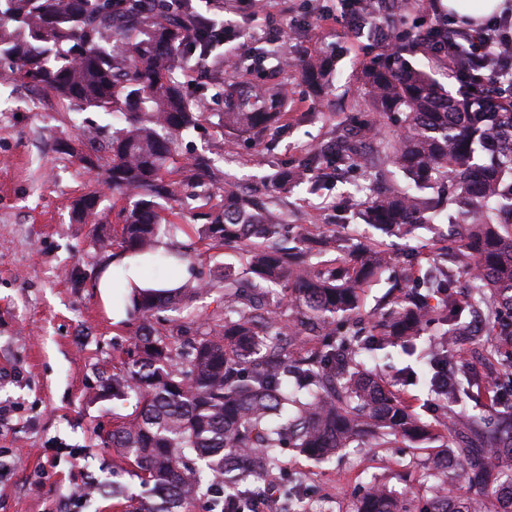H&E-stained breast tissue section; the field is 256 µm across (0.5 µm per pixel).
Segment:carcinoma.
Masks as SVG:
<instances>
[{"instance_id": "1", "label": "carcinoma", "mask_w": 512, "mask_h": 512, "mask_svg": "<svg viewBox=\"0 0 512 512\" xmlns=\"http://www.w3.org/2000/svg\"><path fill=\"white\" fill-rule=\"evenodd\" d=\"M416 0H384L399 17L383 23L379 0H338L352 32L379 49L362 66L361 89L372 111L393 119L395 135L380 160L342 142L311 151L272 176L274 191L306 185L330 191L338 174L368 169L384 186L365 201L342 197L340 215L356 216L386 236L412 239L440 225L458 237L441 246L442 265H418L415 285L395 284L378 301L369 337L356 345L366 288L394 254L379 242L354 245L338 234L280 244L286 217L276 206L227 184L207 156L173 166L177 144L193 129L206 103V85L182 80L206 64L200 54L211 20L194 0L176 14L156 0H0V59L14 76L49 89L63 103L112 113L122 126L104 136L105 183L126 201L119 211L121 247L154 252L163 230L175 229L212 249L237 247L241 266L217 281L222 302L205 316L188 317L160 333L150 317L207 290L187 281L175 289H147L129 310L136 327L125 354L112 362L102 389L133 401L116 418L105 444L112 469L130 472L152 488L135 512H189L200 497L210 512H242L266 488H282L288 502L303 490L288 474L282 449L328 460L351 445L440 448L419 485L430 497L419 512H512V101L479 86L453 95L415 66L421 54L448 59V22L423 31L403 28ZM466 42L456 39L457 71L467 81ZM263 47L226 68L215 64L209 84L220 88L224 127L260 136L285 114L287 99L270 85L256 93L243 73L264 62ZM337 58H313L303 76L319 91ZM360 141L376 123L354 115ZM99 129L90 126L64 151L86 168L100 156L84 150ZM102 192L88 182L73 206L76 224H97ZM202 224H182L185 217ZM470 294L453 291L457 278ZM476 346L488 372L470 366L456 348ZM395 348L413 359L395 381L419 383L439 416L414 406L368 370L364 352ZM488 489L483 500L459 492L460 483ZM406 493L374 482L353 512H413Z\"/></svg>"}]
</instances>
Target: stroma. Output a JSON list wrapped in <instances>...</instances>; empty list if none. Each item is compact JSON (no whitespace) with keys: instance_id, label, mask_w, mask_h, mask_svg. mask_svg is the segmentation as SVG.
Returning <instances> with one entry per match:
<instances>
[{"instance_id":"35a3bbf8","label":"stroma","mask_w":512,"mask_h":512,"mask_svg":"<svg viewBox=\"0 0 512 512\" xmlns=\"http://www.w3.org/2000/svg\"><path fill=\"white\" fill-rule=\"evenodd\" d=\"M223 16L232 31L214 49L215 57L233 60L287 42L294 63L289 73L271 58L248 80L283 84L288 111L280 128L259 138L240 135L224 129L220 92L208 87L204 117L177 146V158L185 163L206 153L239 189L259 191L263 176L298 162L333 139L351 116L367 111L358 75L368 52L350 32L338 0H279L275 8L259 11L249 0H224ZM334 48L340 55L327 93L314 100L299 66ZM31 94L27 84L0 79V103L7 106L0 112V406L7 410L0 417V512H114L113 484L142 491L138 478L113 476V453L100 442L112 430L116 404L99 392L98 380L111 372L133 331L129 323H113L98 290L101 275L122 253L118 213L124 201L105 196L101 223L108 245L100 247L91 225L71 219L88 176L55 150L78 126L108 127L113 118L74 111L47 91L35 107ZM367 184L365 171L351 170L326 195L300 187L277 194L276 202L292 226L380 239L396 254L381 283L367 292L371 306L391 282L412 277L414 264L433 263L440 253L420 239L409 259L396 238L363 225L337 227L336 201L360 196ZM235 260L233 250H211L173 233L163 237L158 252L147 254L145 283L174 289L191 275L209 277ZM427 455L406 444L379 452L349 448L319 466L284 453L311 512H350L363 488L376 480L404 486L407 472Z\"/></svg>"}]
</instances>
